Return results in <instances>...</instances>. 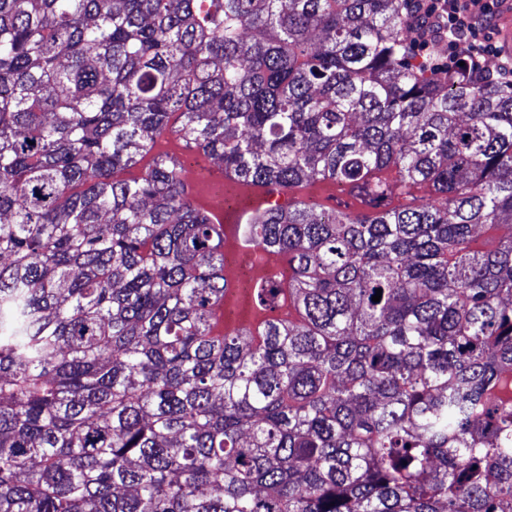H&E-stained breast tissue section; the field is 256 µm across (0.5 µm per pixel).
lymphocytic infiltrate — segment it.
<instances>
[{
  "instance_id": "lymphocytic-infiltrate-1",
  "label": "lymphocytic infiltrate",
  "mask_w": 512,
  "mask_h": 512,
  "mask_svg": "<svg viewBox=\"0 0 512 512\" xmlns=\"http://www.w3.org/2000/svg\"><path fill=\"white\" fill-rule=\"evenodd\" d=\"M413 52L428 56L434 69L466 77L490 76L493 82L512 85V55H506L489 26L499 15L503 0H411ZM496 56L495 74H486L484 62Z\"/></svg>"
}]
</instances>
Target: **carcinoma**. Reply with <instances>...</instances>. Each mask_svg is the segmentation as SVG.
Returning <instances> with one entry per match:
<instances>
[{"instance_id":"cac0c4a2","label":"carcinoma","mask_w":512,"mask_h":512,"mask_svg":"<svg viewBox=\"0 0 512 512\" xmlns=\"http://www.w3.org/2000/svg\"><path fill=\"white\" fill-rule=\"evenodd\" d=\"M408 31L0 0V512H512V90ZM185 151L292 194L235 227L254 323ZM224 266L234 271L233 298L224 310V320L239 321L244 307L248 302L250 289L257 275V269L253 263L244 257L238 250H224ZM238 302V306H237Z\"/></svg>"}]
</instances>
